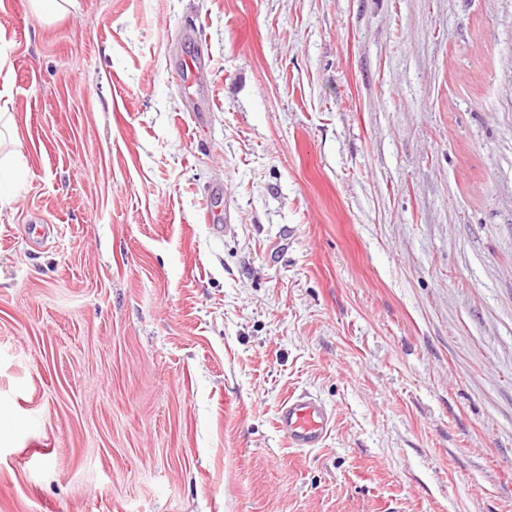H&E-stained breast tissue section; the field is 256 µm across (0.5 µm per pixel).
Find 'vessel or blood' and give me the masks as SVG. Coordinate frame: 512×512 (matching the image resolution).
<instances>
[{
    "label": "vessel or blood",
    "instance_id": "vessel-or-blood-1",
    "mask_svg": "<svg viewBox=\"0 0 512 512\" xmlns=\"http://www.w3.org/2000/svg\"><path fill=\"white\" fill-rule=\"evenodd\" d=\"M277 424L289 445L313 448L327 436L332 426V415L320 401L298 395L282 404Z\"/></svg>",
    "mask_w": 512,
    "mask_h": 512
}]
</instances>
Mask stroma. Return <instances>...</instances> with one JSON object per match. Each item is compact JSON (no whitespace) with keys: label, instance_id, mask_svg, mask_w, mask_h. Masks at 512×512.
Returning <instances> with one entry per match:
<instances>
[{"label":"stroma","instance_id":"35a3bbf8","mask_svg":"<svg viewBox=\"0 0 512 512\" xmlns=\"http://www.w3.org/2000/svg\"><path fill=\"white\" fill-rule=\"evenodd\" d=\"M0 39V512H512V0H0ZM32 10L45 22L63 17L72 0H29ZM8 48L9 44L2 40L0 43V75H1V89H0V144L4 140L5 132L11 138V141H15L16 127L14 125L11 107L12 97L8 87V75H9V62H8ZM18 155V152H14L0 159V204L10 198V187L17 174ZM277 424L289 445L294 448H315L332 427V415L320 401L298 395L282 404Z\"/></svg>","mask_w":512,"mask_h":512}]
</instances>
